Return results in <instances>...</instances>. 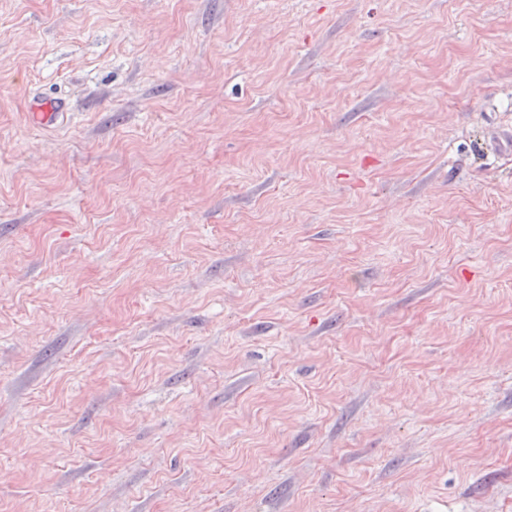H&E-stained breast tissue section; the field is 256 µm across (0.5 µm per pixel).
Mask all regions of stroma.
<instances>
[{
	"label": "stroma",
	"mask_w": 512,
	"mask_h": 512,
	"mask_svg": "<svg viewBox=\"0 0 512 512\" xmlns=\"http://www.w3.org/2000/svg\"><path fill=\"white\" fill-rule=\"evenodd\" d=\"M502 131L512 0H0V512H512Z\"/></svg>",
	"instance_id": "35a3bbf8"
}]
</instances>
